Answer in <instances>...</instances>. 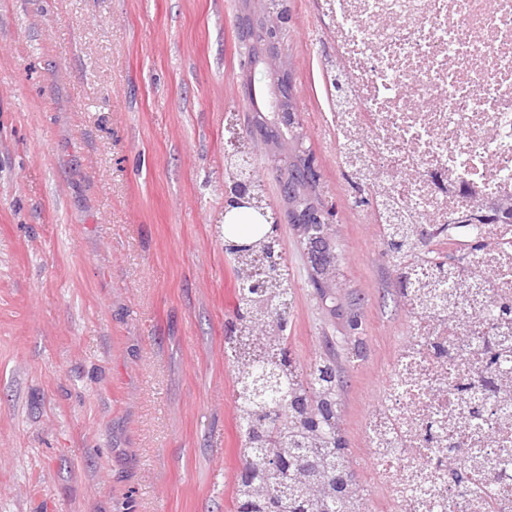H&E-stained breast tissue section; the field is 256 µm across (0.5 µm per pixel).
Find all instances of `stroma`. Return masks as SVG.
I'll use <instances>...</instances> for the list:
<instances>
[{
	"label": "stroma",
	"mask_w": 512,
	"mask_h": 512,
	"mask_svg": "<svg viewBox=\"0 0 512 512\" xmlns=\"http://www.w3.org/2000/svg\"><path fill=\"white\" fill-rule=\"evenodd\" d=\"M241 0H0V512H235L224 124L246 123ZM296 121L334 205L333 305L281 221L289 342L335 356L350 460L409 329L325 135L335 46L288 0Z\"/></svg>",
	"instance_id": "obj_1"
}]
</instances>
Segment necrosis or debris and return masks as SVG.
I'll list each match as a JSON object with an SVG mask.
<instances>
[{
    "label": "necrosis or debris",
    "mask_w": 512,
    "mask_h": 512,
    "mask_svg": "<svg viewBox=\"0 0 512 512\" xmlns=\"http://www.w3.org/2000/svg\"><path fill=\"white\" fill-rule=\"evenodd\" d=\"M331 23L341 105L328 139L367 187L378 226L405 224L417 257L402 304L412 325L362 422L367 454L348 512H512V380L479 389L483 351L512 356V225L466 224L462 211L512 198V0H315ZM482 241L472 251L473 241ZM462 255L437 272V249ZM479 480L452 481L454 467Z\"/></svg>",
    "instance_id": "4bbe7bcc"
}]
</instances>
